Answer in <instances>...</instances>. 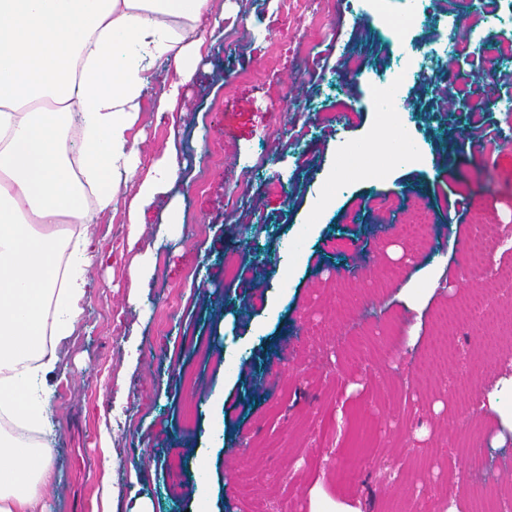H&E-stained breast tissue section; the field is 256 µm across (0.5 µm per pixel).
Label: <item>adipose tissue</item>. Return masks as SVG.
<instances>
[{"label":"adipose tissue","instance_id":"ef3b65f1","mask_svg":"<svg viewBox=\"0 0 512 512\" xmlns=\"http://www.w3.org/2000/svg\"><path fill=\"white\" fill-rule=\"evenodd\" d=\"M213 0H0V418L46 427L43 397L72 335L97 259L93 226L122 186L128 221L178 177L170 158L144 164L130 133L155 61L177 79L172 111L197 72ZM75 224V239L60 225ZM53 476L47 442L0 431V512H36Z\"/></svg>","mask_w":512,"mask_h":512}]
</instances>
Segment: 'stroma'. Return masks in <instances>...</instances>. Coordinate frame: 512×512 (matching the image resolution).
Segmentation results:
<instances>
[{
  "label": "stroma",
  "instance_id": "obj_1",
  "mask_svg": "<svg viewBox=\"0 0 512 512\" xmlns=\"http://www.w3.org/2000/svg\"><path fill=\"white\" fill-rule=\"evenodd\" d=\"M441 2L418 49L454 40L473 7ZM222 26L174 115L154 110L174 64L152 67L132 138L144 163L170 149L185 161L171 192L183 222L158 246L164 205L137 228L122 206L100 219L103 262L47 376L42 512H94L106 482L112 512L143 499L152 512H312L317 495L357 512H473L488 492L512 496V430L467 394L512 376V355L486 360L498 320L469 318L451 329L447 362L427 357L443 310L482 293L512 311V282L486 291L488 273L462 252L477 228L512 225V126L472 108L512 97V60H452L448 112L434 75L412 80L420 156L389 165L373 100L398 49L376 18H328L321 0H224ZM344 49L366 69L345 72ZM357 142L382 175L351 174L323 201ZM416 204L432 218L417 244ZM300 231L304 248L287 252ZM220 337L240 355L233 369Z\"/></svg>",
  "mask_w": 512,
  "mask_h": 512
}]
</instances>
